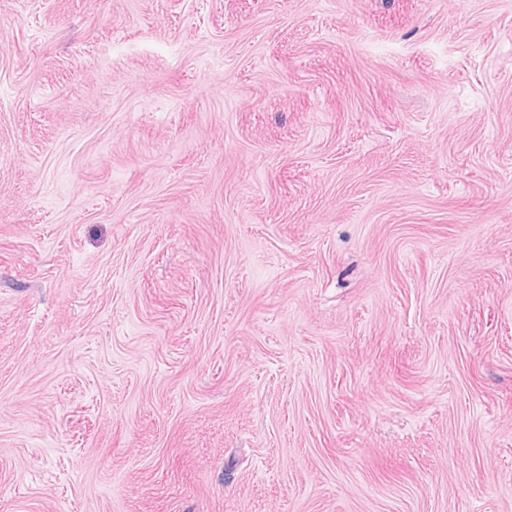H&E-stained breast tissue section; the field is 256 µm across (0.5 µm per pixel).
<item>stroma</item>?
Masks as SVG:
<instances>
[{"mask_svg": "<svg viewBox=\"0 0 512 512\" xmlns=\"http://www.w3.org/2000/svg\"><path fill=\"white\" fill-rule=\"evenodd\" d=\"M0 512H512V0H0Z\"/></svg>", "mask_w": 512, "mask_h": 512, "instance_id": "obj_1", "label": "stroma"}]
</instances>
